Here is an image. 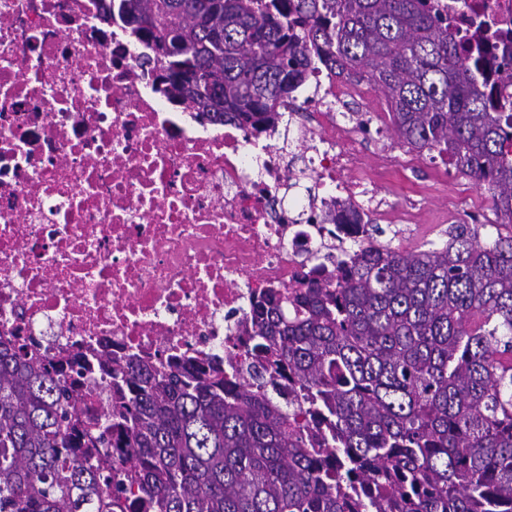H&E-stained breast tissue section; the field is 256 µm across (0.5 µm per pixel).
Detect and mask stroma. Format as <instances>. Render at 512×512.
<instances>
[{
    "label": "stroma",
    "mask_w": 512,
    "mask_h": 512,
    "mask_svg": "<svg viewBox=\"0 0 512 512\" xmlns=\"http://www.w3.org/2000/svg\"><path fill=\"white\" fill-rule=\"evenodd\" d=\"M360 106L379 115L382 140L362 143L361 168L353 172V179L368 181L383 166L393 170L390 180L376 190L383 201L380 226L401 228L399 243L407 250L439 240L451 224L480 225L481 239H488L490 225L499 218L485 190L444 161L407 151L393 134L386 99L377 88L363 85Z\"/></svg>",
    "instance_id": "obj_1"
}]
</instances>
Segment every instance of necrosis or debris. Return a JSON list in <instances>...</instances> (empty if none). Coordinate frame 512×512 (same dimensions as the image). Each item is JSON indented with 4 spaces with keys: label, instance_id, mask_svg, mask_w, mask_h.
<instances>
[{
    "label": "necrosis or debris",
    "instance_id": "obj_1",
    "mask_svg": "<svg viewBox=\"0 0 512 512\" xmlns=\"http://www.w3.org/2000/svg\"><path fill=\"white\" fill-rule=\"evenodd\" d=\"M461 32L486 19L512 43V0H448ZM100 0H0V342L52 361L109 352L247 364L250 301L300 288L364 239L339 175L336 109L289 102L317 185L292 180L278 132L187 119Z\"/></svg>",
    "mask_w": 512,
    "mask_h": 512
}]
</instances>
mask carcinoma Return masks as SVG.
Masks as SVG:
<instances>
[{
    "mask_svg": "<svg viewBox=\"0 0 512 512\" xmlns=\"http://www.w3.org/2000/svg\"><path fill=\"white\" fill-rule=\"evenodd\" d=\"M194 118L267 129L311 74L380 89L401 144L484 186L496 235L367 241L251 306L246 375L188 355L85 364L0 347V512H512V81L446 0H108ZM93 371V379L88 384L87 389L91 390L92 393L89 396L87 403L90 404L94 409L98 410L101 414L102 407L105 399L112 392V366L106 369Z\"/></svg>",
    "mask_w": 512,
    "mask_h": 512,
    "instance_id": "carcinoma-1",
    "label": "carcinoma"
}]
</instances>
